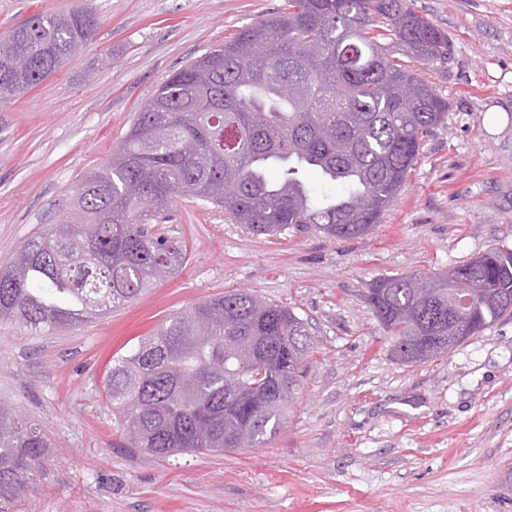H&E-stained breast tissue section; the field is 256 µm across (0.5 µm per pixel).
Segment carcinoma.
I'll return each mask as SVG.
<instances>
[{
  "mask_svg": "<svg viewBox=\"0 0 512 512\" xmlns=\"http://www.w3.org/2000/svg\"><path fill=\"white\" fill-rule=\"evenodd\" d=\"M91 8L39 14L0 39V102L36 87L89 44ZM448 34L407 0H285L177 69L141 106L126 137L75 187L68 223L28 237L0 266V319L33 332L72 327L130 303L179 272L186 250L148 221L173 185L228 211L256 235L313 227L367 234L415 169L448 99L419 69L448 59ZM23 57L22 70L13 60ZM341 182L318 196L308 176ZM461 278L471 307L448 319V294L427 279ZM512 249L491 247L441 274L383 276L367 302L413 357L459 321L476 336L507 315ZM308 322L244 289L165 320L112 360L107 395L125 441L159 456L234 451L267 440L302 388ZM48 442L0 401V500H18Z\"/></svg>",
  "mask_w": 512,
  "mask_h": 512,
  "instance_id": "cac0c4a2",
  "label": "carcinoma"
}]
</instances>
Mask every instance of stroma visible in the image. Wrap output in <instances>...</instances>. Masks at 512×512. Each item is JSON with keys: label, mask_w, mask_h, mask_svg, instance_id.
Segmentation results:
<instances>
[{"label": "stroma", "mask_w": 512, "mask_h": 512, "mask_svg": "<svg viewBox=\"0 0 512 512\" xmlns=\"http://www.w3.org/2000/svg\"><path fill=\"white\" fill-rule=\"evenodd\" d=\"M283 0H0V37L92 7L88 48L0 103V263L58 223L76 184L120 146L172 72ZM451 54L422 74L448 100L397 201L366 236L252 235L179 197L157 233L187 249L127 306L32 334L0 320V400L47 455L6 512H512V316L403 364L366 294L378 278L512 248V0H409ZM236 288L309 321L308 376L280 429L234 452L160 458L126 447L106 398L112 357L171 315Z\"/></svg>", "instance_id": "35a3bbf8"}]
</instances>
